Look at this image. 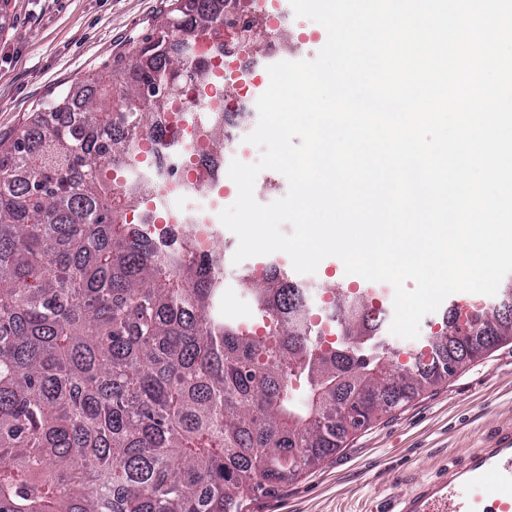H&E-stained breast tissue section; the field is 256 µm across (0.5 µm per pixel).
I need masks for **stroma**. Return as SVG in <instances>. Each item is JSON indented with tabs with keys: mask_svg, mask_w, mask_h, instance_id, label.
<instances>
[{
	"mask_svg": "<svg viewBox=\"0 0 512 512\" xmlns=\"http://www.w3.org/2000/svg\"><path fill=\"white\" fill-rule=\"evenodd\" d=\"M166 0H0V141L11 142L32 112L53 103L76 81H87L93 94L112 87V62L135 58L152 36ZM290 18L278 31L277 57L267 49L254 55L257 79L251 92L269 86L273 60L313 59L323 47L322 25L291 14L290 0H279ZM270 262L288 267V280L306 291L308 306L319 305L330 289L367 288L368 282L346 274L335 257L323 259L315 273L291 270L290 257L269 254ZM253 259L226 261L224 286L236 289L224 315L241 321L256 314L253 298L237 288ZM394 289L384 284L379 299V333L409 363L420 353L422 337L440 332L451 311L466 304H499V296L458 292L436 312L426 315L419 338L402 339L390 332ZM512 423V342L466 362L445 382L403 406L353 431L343 448L279 487L260 495L251 512H388L395 497L417 483L435 479L459 454L484 447L494 430Z\"/></svg>",
	"mask_w": 512,
	"mask_h": 512,
	"instance_id": "1",
	"label": "stroma"
}]
</instances>
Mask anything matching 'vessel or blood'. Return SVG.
<instances>
[{"instance_id": "1", "label": "vessel or blood", "mask_w": 512, "mask_h": 512, "mask_svg": "<svg viewBox=\"0 0 512 512\" xmlns=\"http://www.w3.org/2000/svg\"><path fill=\"white\" fill-rule=\"evenodd\" d=\"M392 512H512V426L398 497Z\"/></svg>"}]
</instances>
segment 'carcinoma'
<instances>
[{
	"mask_svg": "<svg viewBox=\"0 0 512 512\" xmlns=\"http://www.w3.org/2000/svg\"><path fill=\"white\" fill-rule=\"evenodd\" d=\"M215 0H168L160 28L132 64L114 60L112 98L66 91L11 143H0V512H247L257 494L342 447L348 429L315 392L355 391L365 422L512 339L493 315L472 339L433 336L431 361L391 372L364 351L323 349L303 293L282 279L241 277L266 339L226 322L223 258L184 237L162 249L133 224L135 192L104 177L136 164V142L162 140L170 97L204 78L187 44L224 25ZM343 336L369 329L364 305L334 303ZM352 384L336 388V374ZM307 390L296 404L293 384Z\"/></svg>",
	"mask_w": 512,
	"mask_h": 512,
	"instance_id": "carcinoma-1",
	"label": "carcinoma"
}]
</instances>
